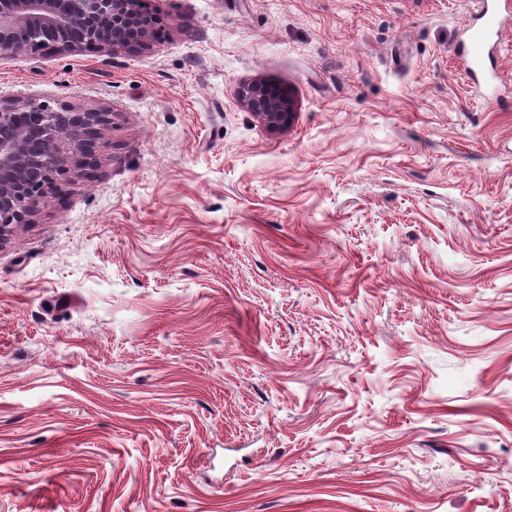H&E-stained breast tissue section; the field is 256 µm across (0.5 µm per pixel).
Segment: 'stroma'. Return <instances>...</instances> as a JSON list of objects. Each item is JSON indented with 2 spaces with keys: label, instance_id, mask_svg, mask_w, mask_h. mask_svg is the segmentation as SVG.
<instances>
[{
  "label": "stroma",
  "instance_id": "35a3bbf8",
  "mask_svg": "<svg viewBox=\"0 0 512 512\" xmlns=\"http://www.w3.org/2000/svg\"><path fill=\"white\" fill-rule=\"evenodd\" d=\"M145 6L144 52L0 51L113 112L0 242V512H512V9L485 101L472 0ZM238 99L243 108L252 112L270 129L288 126L291 101L285 92L274 90L259 81H252L241 86Z\"/></svg>",
  "mask_w": 512,
  "mask_h": 512
}]
</instances>
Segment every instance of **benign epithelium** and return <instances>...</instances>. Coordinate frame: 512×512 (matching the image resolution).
Returning a JSON list of instances; mask_svg holds the SVG:
<instances>
[{
    "mask_svg": "<svg viewBox=\"0 0 512 512\" xmlns=\"http://www.w3.org/2000/svg\"><path fill=\"white\" fill-rule=\"evenodd\" d=\"M144 12L143 0H0V50L35 56L47 49H144L158 34ZM238 99L269 128L288 126L286 93L252 81L241 86ZM111 123L104 107L0 95V241L15 226L33 223L45 198L70 182L69 174H92Z\"/></svg>",
    "mask_w": 512,
    "mask_h": 512,
    "instance_id": "1",
    "label": "benign epithelium"
}]
</instances>
